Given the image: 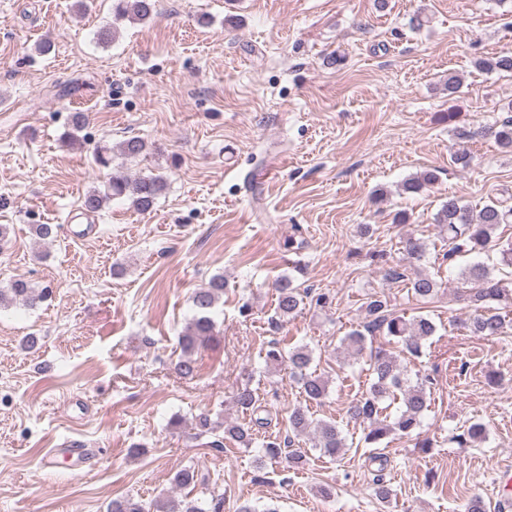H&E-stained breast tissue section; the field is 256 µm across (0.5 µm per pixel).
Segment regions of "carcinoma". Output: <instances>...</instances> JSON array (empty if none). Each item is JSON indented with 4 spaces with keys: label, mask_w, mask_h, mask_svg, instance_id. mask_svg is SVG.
Masks as SVG:
<instances>
[{
    "label": "carcinoma",
    "mask_w": 512,
    "mask_h": 512,
    "mask_svg": "<svg viewBox=\"0 0 512 512\" xmlns=\"http://www.w3.org/2000/svg\"><path fill=\"white\" fill-rule=\"evenodd\" d=\"M155 0H114L113 12L118 19L144 21L153 15ZM474 66L486 72L512 75V53L504 52L490 57L480 58ZM480 137H489L506 153H512V117H506L493 124L485 125L476 131ZM147 150L145 141L131 138L119 145L120 154L127 158H136ZM438 175L434 170H425L417 176L405 180L402 191L416 194L434 185ZM166 187L161 175H146L131 178L120 171L110 174L104 190L94 188L85 195L84 208L96 212L103 209L114 197H124L140 211L152 209L157 198ZM434 223L440 225L446 234L448 250L443 260L453 266L457 258L465 254H482L494 251L499 255V267L495 268L484 261H474L460 269L463 283L470 285V298L476 305V314L469 318L465 327L474 336L488 337L502 334L505 327L504 317L496 304L512 302V239L503 240L498 230L512 223V208L505 207L499 201H491L480 209L474 210L455 196L441 204L434 217ZM403 249L408 258L420 262L425 257L424 244L408 237L403 241ZM409 290L419 301L431 300L439 288L438 282L428 273L416 271L409 278ZM277 305L275 315L285 321L295 317L303 304L307 289L295 283L291 276H282L276 283ZM224 293V275L212 277L208 286L197 289L192 295V304L196 315L180 337L182 357L178 363L181 375L191 377L197 366L193 359L195 350L210 339L214 321L211 313ZM46 299V290L38 291L24 280H15L9 287L0 289V307L21 304L33 307ZM366 323L364 330H354L348 334L342 344L361 356L369 352V370L372 379L368 389L359 398L353 400L348 408L351 419L366 425L364 441L378 444L389 434L399 431L409 435L420 428L423 412L428 408L429 394L426 391L427 380L414 384L404 377L397 359L382 348L366 350V336L377 334L384 336L401 346V352L417 357L421 354L423 341L434 335L436 326L423 315L407 317L391 308L383 295H373L365 303ZM267 359L286 362L291 375L301 385L305 395V404L288 411L286 426L288 435H265L258 437L262 430L270 427L271 419L259 416L261 404L256 390L246 383L237 388L235 404L241 413L249 416V422L226 424L224 426L201 416L196 426L203 432L212 433L224 428V434L230 436L242 446H256L262 449V456L274 459L288 449L287 455L293 467L299 468L307 461V452L296 447L298 439L310 436L313 448L329 458H335L348 447L334 420L315 419L310 412V404L321 402L328 393V377L310 370L312 353L306 346H297L282 355L278 346H272ZM402 399V407L391 420L383 417L388 404ZM486 439V428L479 422L469 424L463 433L456 436L459 444L468 441L481 442ZM223 498L214 499V504L205 509L198 502L188 498L155 499L150 502L132 497L117 499L108 505V512H222Z\"/></svg>",
    "instance_id": "cac0c4a2"
}]
</instances>
